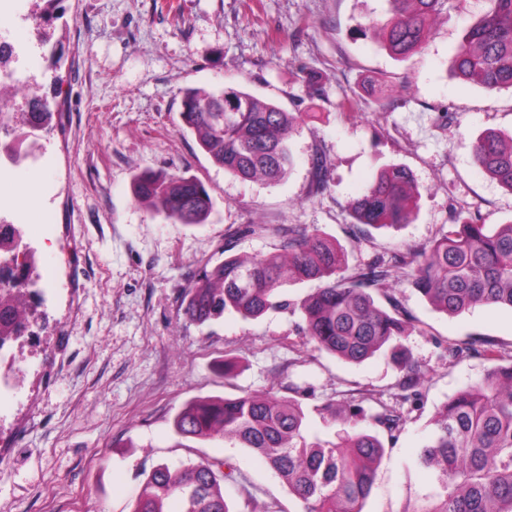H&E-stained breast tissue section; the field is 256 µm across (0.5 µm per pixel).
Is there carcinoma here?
<instances>
[{
    "instance_id": "carcinoma-1",
    "label": "carcinoma",
    "mask_w": 512,
    "mask_h": 512,
    "mask_svg": "<svg viewBox=\"0 0 512 512\" xmlns=\"http://www.w3.org/2000/svg\"><path fill=\"white\" fill-rule=\"evenodd\" d=\"M63 0H42L34 19L41 40L44 27L65 13ZM389 16L371 24L372 35L395 58L421 50L432 19L448 0H388ZM487 8L466 29L452 58L454 75L492 91L512 89V0H485ZM183 128L195 135L212 163L242 179L268 183L283 180L294 166L292 132L302 117L272 102L236 89H188L183 94ZM24 126L0 132L18 139L29 126L49 131L55 103L35 84L33 97L22 101ZM482 173L512 191V132L485 131L472 144ZM314 183L324 189L330 164L318 156ZM133 198L176 224H204L213 199L202 180L165 171H143L133 178ZM418 207L412 172L391 164L382 168L349 202L355 219L352 234L410 223ZM399 268L413 289L433 309L458 316L476 306L512 309V221L486 224L477 216L458 217L426 249L394 253L392 263L378 258L348 272L345 249L313 228L291 227L273 250L249 258L233 255L203 268L185 291L187 318L205 325L226 313L257 319L269 312L298 316L297 330L316 348L342 360L360 363L376 355L392 360L403 372L402 399L421 408L422 372L402 343L415 317L394 289L384 287L391 269ZM25 290L0 288V349L29 330L34 317L23 308ZM317 280L320 287L288 301L282 287L289 281ZM457 359L482 356L491 367L475 383L458 391L437 413L436 429L420 448L418 459L436 477L437 487L415 512H512V363L486 340L472 339L448 347ZM275 392L234 398H196L172 418L174 434L198 440L223 438L259 455L304 505V512H363L386 453L378 435L358 428L370 422L388 442L397 439L403 413L382 402L371 411L361 395L343 407L326 403L322 410L343 428L330 440L306 437L300 398ZM241 478L227 462H200L153 468L131 512H166L175 499L180 512H232L224 499V482Z\"/></svg>"
}]
</instances>
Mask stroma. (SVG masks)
Segmentation results:
<instances>
[{"label":"stroma","mask_w":512,"mask_h":512,"mask_svg":"<svg viewBox=\"0 0 512 512\" xmlns=\"http://www.w3.org/2000/svg\"><path fill=\"white\" fill-rule=\"evenodd\" d=\"M49 26L63 58L54 84L58 115L42 134L32 169L0 179V202L34 181L41 223L27 244L43 263L34 289L46 328L0 349L19 362L22 383L0 401V512H131L161 462L226 461L242 474L225 483L237 512H302L283 482L249 449L221 439L181 447L171 430L189 400L311 389L307 432L332 437L337 422L318 409L368 392L401 408L403 430L381 460L364 512H415L431 488L417 463L436 411L489 366L455 359L450 345L492 342L512 360V309L434 311L401 270L389 281L417 319L404 343L424 373L423 406L401 403L400 370L384 357L348 363L318 351L295 316L225 315L208 327L187 321L181 301L204 263L224 248L255 256L276 235L242 237V224L317 228L342 245L350 268L408 247H427L456 214L512 221V192L474 164L470 144L488 129L512 131V91L457 78L451 59L484 0H451L424 48L396 60L365 35L388 0H64ZM31 0L0 16L25 48L17 66L42 76L46 49ZM191 87H234L301 113L296 163L280 183L224 173L181 128ZM330 185L314 188L317 156ZM414 175L412 223L353 237L347 208L383 166ZM145 169L194 175L214 200L206 223L174 224L139 205L133 176ZM237 363L232 378L224 362Z\"/></svg>","instance_id":"35a3bbf8"}]
</instances>
